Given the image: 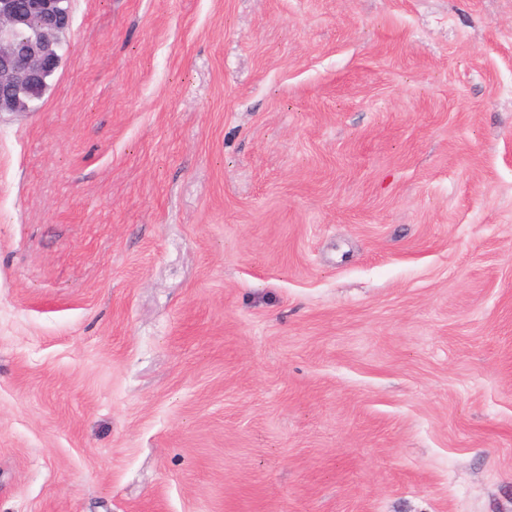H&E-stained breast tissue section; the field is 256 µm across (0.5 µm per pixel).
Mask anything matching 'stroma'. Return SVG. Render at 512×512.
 Listing matches in <instances>:
<instances>
[{"mask_svg": "<svg viewBox=\"0 0 512 512\" xmlns=\"http://www.w3.org/2000/svg\"><path fill=\"white\" fill-rule=\"evenodd\" d=\"M0 112V512H512V0H70Z\"/></svg>", "mask_w": 512, "mask_h": 512, "instance_id": "35a3bbf8", "label": "stroma"}]
</instances>
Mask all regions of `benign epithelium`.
Instances as JSON below:
<instances>
[{"instance_id":"1","label":"benign epithelium","mask_w":512,"mask_h":512,"mask_svg":"<svg viewBox=\"0 0 512 512\" xmlns=\"http://www.w3.org/2000/svg\"><path fill=\"white\" fill-rule=\"evenodd\" d=\"M70 25L60 0H0V112L57 69L59 38Z\"/></svg>"}]
</instances>
